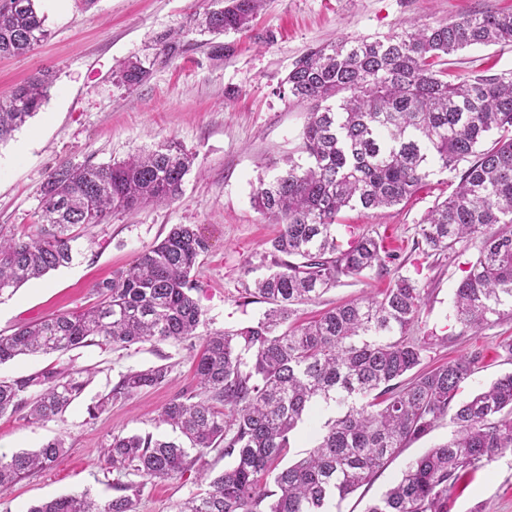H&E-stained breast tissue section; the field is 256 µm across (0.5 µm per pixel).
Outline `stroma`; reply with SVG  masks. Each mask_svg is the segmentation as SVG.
<instances>
[{
    "instance_id": "1",
    "label": "stroma",
    "mask_w": 512,
    "mask_h": 512,
    "mask_svg": "<svg viewBox=\"0 0 512 512\" xmlns=\"http://www.w3.org/2000/svg\"><path fill=\"white\" fill-rule=\"evenodd\" d=\"M210 0H38L47 38L25 56L0 59V98L43 70L54 76L38 113L0 144V235L36 234L44 223L41 190L60 163L109 164L168 140L196 155L181 197L168 205L117 212L99 224L78 228L71 264L29 281L0 297V334L25 322L77 312L95 300L93 289L140 251L163 240L173 225L194 224L209 237V252L195 273L193 296L210 330L232 329L262 316L265 304H244L241 292L262 269L247 273L278 227L255 210L251 196L259 179H272L288 154L298 153L306 106L279 94L294 60L309 47L342 36L386 37L406 22L436 24L464 13L512 8V0H268L250 31L215 36L194 29L196 13ZM183 29L173 55L160 51L166 35ZM224 46L222 56L213 44ZM141 60L148 77L138 86L121 84L120 63ZM455 70L512 71V45L473 46L448 57ZM458 171L439 173L410 201L385 210L347 211L336 225L339 240L350 230L380 234L391 253L384 269L346 277L316 302L300 305L305 321L336 305L386 288L393 271L422 290L416 334L428 349L431 368L479 352L483 361L467 384L475 390L512 372L502 349L512 342V319L479 332H465L453 316V292L477 243L455 253L428 256L416 245L422 215L443 201ZM200 340L136 344L128 348L89 345L65 354L22 356L0 365L12 379L69 362L91 369L92 380L67 411L35 424L0 418V453L33 450L44 441H65L62 457L49 468L0 491V512H28L31 505L90 490L99 501L117 494V474L100 466L113 435L170 429L156 423L159 410L178 394L197 393L193 357ZM160 364L172 367L167 383L118 401L97 419L86 408L106 394L120 374ZM456 429L443 420L379 469L335 512H365L401 478L406 466L446 442ZM196 472L146 489L137 512H176L177 503L204 491ZM448 512H512V453L467 475L448 495Z\"/></svg>"
}]
</instances>
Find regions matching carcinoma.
Returning a JSON list of instances; mask_svg holds the SVG:
<instances>
[{"mask_svg":"<svg viewBox=\"0 0 512 512\" xmlns=\"http://www.w3.org/2000/svg\"><path fill=\"white\" fill-rule=\"evenodd\" d=\"M37 0H0V57L22 56L48 35ZM266 0H224L205 12L212 34L242 33ZM512 11L461 15L409 25L384 39L343 36L310 48L292 64L280 92L309 105L300 152L271 181L258 179L253 206L280 225L266 242L268 273L246 294L269 304L259 320L205 334L193 360L200 393L178 395L158 420L176 440L117 434L103 449V469L133 479L98 502L85 490L28 512H136L145 489L176 479L211 450L233 459L208 489L177 512H331L401 448L451 417L445 443L408 464L401 479L366 512H448V492L468 473L512 451V373L459 399L480 354L422 369L426 342L414 336L422 289L394 271L377 296L340 304L307 324L295 306L318 298L343 277L384 267L382 241L358 233L342 243L340 214L397 206L437 172L465 162L459 181L417 224L427 255L480 242L455 289L456 322L479 331L512 315V71L451 74L443 57L472 46L511 45ZM149 70L128 61L117 71L128 87ZM53 83L43 71L0 101V143L33 117ZM195 154L176 141L112 164L63 163L47 176V225L27 238L0 237V296L70 264L73 229L116 211L166 204L182 193ZM210 244L192 224H177L158 244L95 286L97 301L0 335V364L20 355L66 353L88 343L126 348L191 341L206 324L193 298V272ZM171 366L129 370L88 407L97 418L112 403L169 380ZM90 369L66 364L0 380V417L43 421L66 412L89 383ZM324 402L336 417L316 431L315 446L276 470L292 437ZM63 441L0 456V486L57 460ZM272 477L275 489L260 483Z\"/></svg>","mask_w":512,"mask_h":512,"instance_id":"carcinoma-1","label":"carcinoma"}]
</instances>
